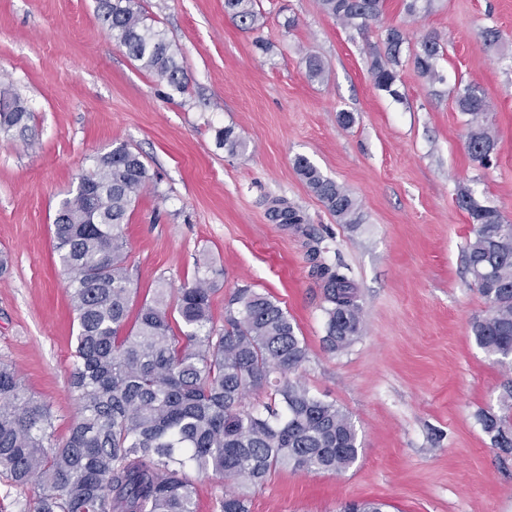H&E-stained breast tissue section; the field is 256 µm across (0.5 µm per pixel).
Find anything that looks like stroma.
I'll return each mask as SVG.
<instances>
[{"label":"stroma","mask_w":512,"mask_h":512,"mask_svg":"<svg viewBox=\"0 0 512 512\" xmlns=\"http://www.w3.org/2000/svg\"><path fill=\"white\" fill-rule=\"evenodd\" d=\"M148 24L179 51L187 89L161 84L112 42L95 0H0V84L34 115L24 142L0 135V361L49 404L53 438L77 412L69 391L77 330L66 277L53 249L59 201L95 156L124 143L154 182L125 227L137 300L193 281L199 259L221 270L216 324L233 293L271 296L305 337L302 381L336 402L362 440L345 473L272 472L250 493L251 512H338L381 500L389 512H512V450L494 447L478 422L500 401L512 368L477 347L473 318L486 301L465 270L473 237L456 204L459 186L512 222V0H433L406 19L405 0H385L382 24L342 27L319 0H259L264 27L241 30L224 0H140ZM294 29H285L287 18ZM405 23L411 50L444 40V83L429 84L404 53L398 96L377 90L369 46L383 25ZM497 43H488L486 29ZM265 38L268 52L254 46ZM319 55L323 80L302 59ZM492 106L497 161L482 168L467 149V117L454 104L465 86ZM352 113L343 126L338 115ZM246 144L229 153L218 133ZM355 196L362 221L340 224L301 181L297 156ZM283 199L322 237L328 264L348 267L364 331L349 350L322 338L321 283L305 239L272 220Z\"/></svg>","instance_id":"obj_1"}]
</instances>
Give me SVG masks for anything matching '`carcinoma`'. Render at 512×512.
<instances>
[{"label": "carcinoma", "instance_id": "cac0c4a2", "mask_svg": "<svg viewBox=\"0 0 512 512\" xmlns=\"http://www.w3.org/2000/svg\"><path fill=\"white\" fill-rule=\"evenodd\" d=\"M322 10L347 29L362 32L381 21L384 0H320ZM115 45L173 91L187 78L178 52L164 33L146 23L139 0H97ZM224 12L246 31L260 28L257 0H224ZM407 34L384 29L371 49L374 87L396 93ZM441 44L430 34L413 55L430 84L443 83L437 68ZM455 106L469 116L468 152L481 166L497 151L489 104L472 86L456 93ZM32 113L19 96L0 89V134L27 139ZM230 153L246 149L231 128L219 132ZM294 167L339 224L361 223L357 199L324 176L307 157ZM151 181L140 153L121 143L94 159L93 169L56 210L54 248L68 281L77 319L70 388L78 405L65 440H52V412L29 394L16 370L0 362V475L16 485L34 484L33 512H195L191 474L225 481L219 512H250L249 490L272 471L346 472L360 442L347 412L319 398L298 377L308 347L296 325L271 297L249 288L228 301L224 324L211 314L222 271L198 263L195 279L179 288L160 286L129 322L132 298L124 226L140 192ZM457 206L472 224L464 253L467 271L488 304L470 324L476 345L495 362L512 364V223L469 187ZM273 219L306 238L313 273L326 303V348L348 349L363 331L354 282L340 264L322 262V238L283 200ZM180 322H171V312ZM267 392L258 410L246 403ZM483 430L497 448H512V422L484 411ZM380 500L351 502L343 512H386Z\"/></svg>", "mask_w": 512, "mask_h": 512}]
</instances>
